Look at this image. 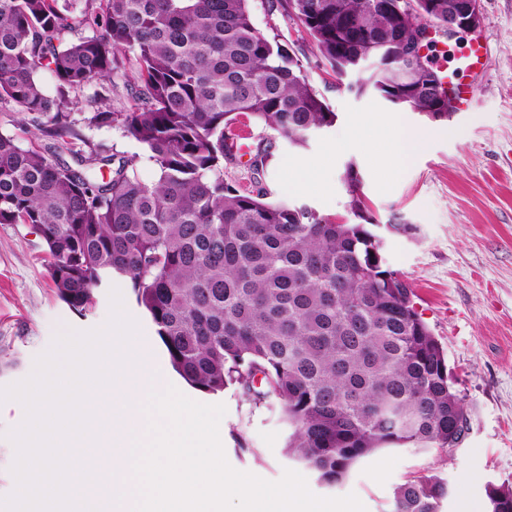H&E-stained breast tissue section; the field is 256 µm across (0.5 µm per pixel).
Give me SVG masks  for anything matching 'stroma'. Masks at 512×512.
<instances>
[{
  "instance_id": "stroma-1",
  "label": "stroma",
  "mask_w": 512,
  "mask_h": 512,
  "mask_svg": "<svg viewBox=\"0 0 512 512\" xmlns=\"http://www.w3.org/2000/svg\"><path fill=\"white\" fill-rule=\"evenodd\" d=\"M251 7L256 26L288 45L310 86L337 114L335 124L305 148L280 142L262 182L273 198L351 223L355 217L343 174L348 162L356 163L359 193L377 221L374 231L383 240L386 262L408 282L414 307L447 353L452 386L466 407L465 437L449 450L389 446L359 459L342 481L323 483L285 456L290 430L280 409L252 407L231 387L204 394L180 378L122 278L114 287L124 310L137 321L168 384L196 401L225 405L224 453L233 468L268 481L290 469L305 477L313 494H355L366 512H391L399 485L436 474L450 489L442 512H459L464 500L476 512H487L486 485L512 486V0H482L479 36L487 61L476 101L445 121L337 88L330 64L284 8H272L271 0H251ZM393 116L427 134L422 151L395 171L386 164L384 143L351 134L356 122ZM86 135L106 150L138 156L140 175L156 178L143 147L120 130L91 128ZM295 159L318 164L320 176L310 189L289 187L288 163ZM399 217L407 230H394ZM111 288H99L92 308L78 314L56 295L36 228L0 224V387L27 378L57 334L104 326ZM23 418L17 401L0 403V497L16 487L15 448L7 434Z\"/></svg>"
}]
</instances>
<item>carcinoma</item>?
<instances>
[{
    "label": "carcinoma",
    "instance_id": "obj_1",
    "mask_svg": "<svg viewBox=\"0 0 512 512\" xmlns=\"http://www.w3.org/2000/svg\"><path fill=\"white\" fill-rule=\"evenodd\" d=\"M287 12L336 78L375 56L384 99L448 119L441 68L405 52L412 15L447 33L448 0H288ZM404 66L413 76L400 82ZM9 107L35 142L0 133V224L37 229L70 309L127 278L185 383L279 405L286 456L327 484L379 448L448 449L464 435L446 353L367 228L353 166L344 182L361 224L225 175L240 115L268 131L249 162L257 175L277 140L304 148L336 122L300 61L255 27L250 0H0ZM81 125L122 130L158 177L142 180L136 157L91 144ZM485 495L487 512H512L511 486ZM448 496L445 479L421 476L396 489L392 512H440Z\"/></svg>",
    "mask_w": 512,
    "mask_h": 512
}]
</instances>
